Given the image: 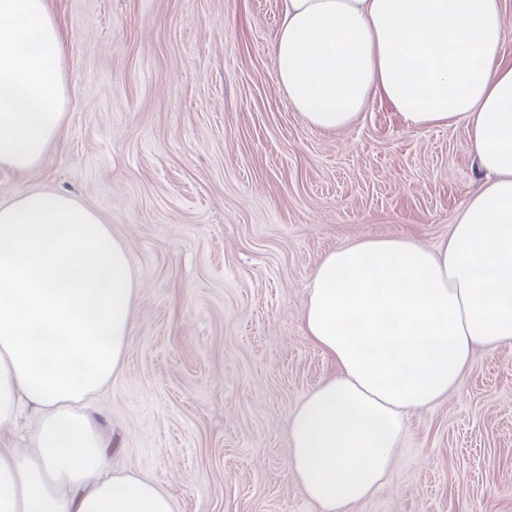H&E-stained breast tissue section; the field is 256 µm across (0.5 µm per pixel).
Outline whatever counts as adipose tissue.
Segmentation results:
<instances>
[{
	"label": "adipose tissue",
	"instance_id": "ef3b65f1",
	"mask_svg": "<svg viewBox=\"0 0 512 512\" xmlns=\"http://www.w3.org/2000/svg\"><path fill=\"white\" fill-rule=\"evenodd\" d=\"M512 34L502 0H284L275 74L313 128L354 124L373 95L405 128L463 124L488 182L430 248L364 238L327 253L307 336L336 363L288 421L290 465L319 512H349L394 466L405 418L453 392L479 345L512 344ZM49 0H0V168L26 174L68 103ZM137 278L126 245L71 197L0 203V512H173L112 471L84 403L121 370ZM34 426V420L24 415L15 426L1 430V445L8 448H15L19 453L29 452L31 445L28 439L30 430Z\"/></svg>",
	"mask_w": 512,
	"mask_h": 512
}]
</instances>
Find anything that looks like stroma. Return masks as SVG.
I'll list each match as a JSON object with an SVG mask.
<instances>
[{
  "mask_svg": "<svg viewBox=\"0 0 512 512\" xmlns=\"http://www.w3.org/2000/svg\"><path fill=\"white\" fill-rule=\"evenodd\" d=\"M70 101L45 161L0 201L93 209L139 286L122 369L95 399L114 470L174 512H316L287 423L335 371L306 336L322 257L363 237H448L484 177L465 125L407 130L373 97L335 132L276 81L281 0H51ZM350 512H512V344L476 348L411 415L399 458Z\"/></svg>",
  "mask_w": 512,
  "mask_h": 512,
  "instance_id": "stroma-1",
  "label": "stroma"
}]
</instances>
